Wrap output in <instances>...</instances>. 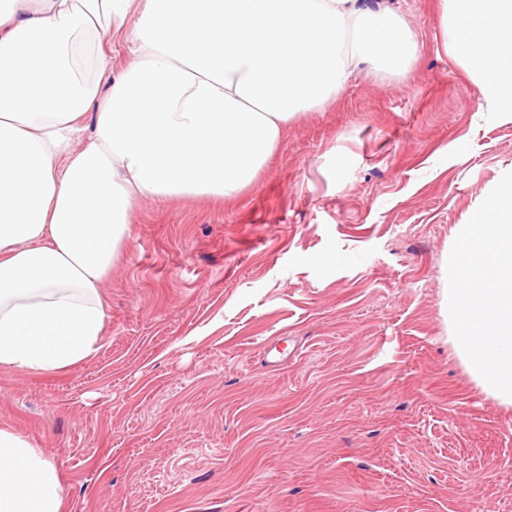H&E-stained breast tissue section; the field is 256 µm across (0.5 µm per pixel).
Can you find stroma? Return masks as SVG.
<instances>
[{
    "label": "stroma",
    "mask_w": 512,
    "mask_h": 512,
    "mask_svg": "<svg viewBox=\"0 0 512 512\" xmlns=\"http://www.w3.org/2000/svg\"><path fill=\"white\" fill-rule=\"evenodd\" d=\"M383 2L411 70L360 68L234 203L134 199L98 354L0 369V427L58 463L68 512H512V407L442 312L512 117L470 94L437 0ZM280 336L302 354L271 371Z\"/></svg>",
    "instance_id": "35a3bbf8"
}]
</instances>
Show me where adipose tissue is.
<instances>
[{"mask_svg": "<svg viewBox=\"0 0 512 512\" xmlns=\"http://www.w3.org/2000/svg\"><path fill=\"white\" fill-rule=\"evenodd\" d=\"M439 2L471 90L512 115V0ZM417 52L379 0H0V368L99 350L135 198L236 199L359 65ZM66 509L57 462L0 428V512Z\"/></svg>", "mask_w": 512, "mask_h": 512, "instance_id": "1", "label": "adipose tissue"}]
</instances>
